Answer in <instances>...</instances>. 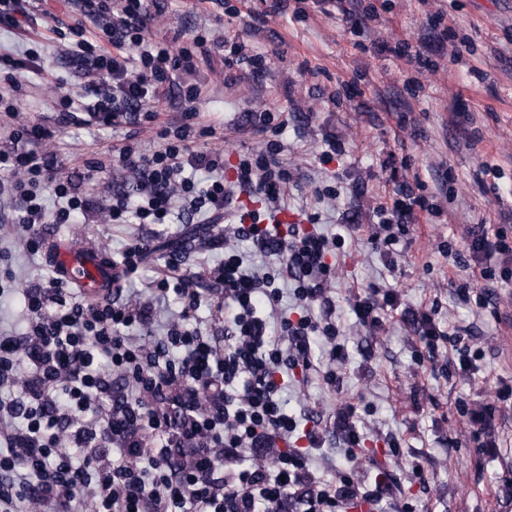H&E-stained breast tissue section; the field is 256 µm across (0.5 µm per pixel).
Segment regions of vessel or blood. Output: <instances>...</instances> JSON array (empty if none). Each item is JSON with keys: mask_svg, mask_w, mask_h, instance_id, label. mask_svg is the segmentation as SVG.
Returning <instances> with one entry per match:
<instances>
[{"mask_svg": "<svg viewBox=\"0 0 512 512\" xmlns=\"http://www.w3.org/2000/svg\"><path fill=\"white\" fill-rule=\"evenodd\" d=\"M51 261L56 272L80 288L86 297L100 298L111 294L114 272L97 251L59 239L52 248Z\"/></svg>", "mask_w": 512, "mask_h": 512, "instance_id": "vessel-or-blood-1", "label": "vessel or blood"}]
</instances>
